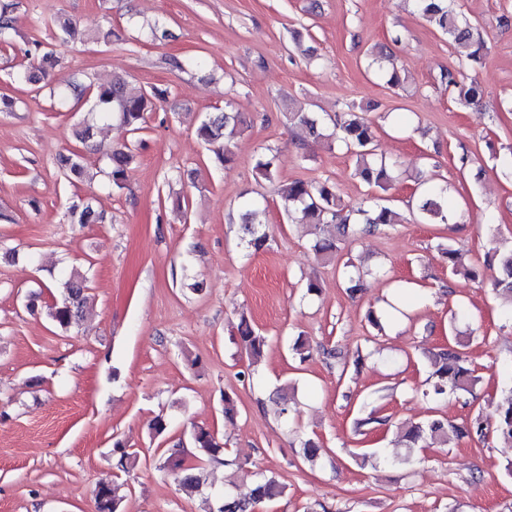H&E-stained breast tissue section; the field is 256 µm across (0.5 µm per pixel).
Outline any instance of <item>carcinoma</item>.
Here are the masks:
<instances>
[{
	"label": "carcinoma",
	"instance_id": "1",
	"mask_svg": "<svg viewBox=\"0 0 512 512\" xmlns=\"http://www.w3.org/2000/svg\"><path fill=\"white\" fill-rule=\"evenodd\" d=\"M421 14L442 34L448 36L459 47L467 50L466 57L471 63L480 61V49L473 48V32L470 22L453 8V0H415ZM49 76V72L33 64L20 66L11 79L18 85L38 84ZM440 80L448 90L458 93L459 100L467 105L478 102L480 87L476 82L465 84L459 70L446 69L441 72ZM76 102L90 104L89 112L94 120L108 121L116 119L131 133L136 134L145 128L146 116L157 105L168 101L166 89L152 87L145 89L130 84L123 78H115L107 85H74L71 82L60 83L58 92L59 105L66 108L70 96ZM363 108L351 105L345 111L344 121L328 127L315 114L301 110L288 113V124L307 131L315 140H338L355 156L354 175L369 186L386 189L395 179V172L400 170L402 162L396 160L387 163L375 156V133L370 122L359 115ZM247 129L246 120L239 112L218 111L205 115L198 127V136L207 144L215 146L219 160L228 163L233 154L228 145ZM109 158L112 163L108 173L112 188L121 189L127 178V170L133 154L128 149L114 148ZM276 155L263 154L255 163L258 175L272 180L276 174ZM423 186L418 209L422 219L432 224L436 221H448V188L442 185ZM280 197L288 219L310 228L314 235L312 248L322 260H331L341 251L346 239L356 234L372 233L382 227L395 223L396 213L389 207L377 205L368 209H347L336 188L327 181L304 182L293 181L281 185ZM255 203L246 201L240 214V229L248 247L259 250L265 246L267 235L253 224ZM71 223L90 224L101 221V217L88 200H82L71 206L69 211ZM498 263L499 276L493 282V288L512 304V250L500 252L493 249L486 254L485 263L490 266ZM89 290L87 278L73 272L61 283L60 301L48 310V317L58 326L66 329L77 322L83 314ZM239 337L245 344L253 362L263 356L267 346L266 337L256 332L246 317H241L237 326ZM431 368L432 383L424 395L440 401L449 396L470 394L479 382L475 368L469 365L463 353L455 348L442 349L427 356ZM455 433L462 438H487L494 433L504 439L512 440V390L501 399L498 419L494 426H489L480 415L471 417L458 426L446 418H432L415 425L405 432L404 438L409 448H426L447 441L448 433ZM190 443L197 451V457L219 460L223 451L210 430L199 427L190 434ZM112 455L116 458L118 469L126 471L139 461V452L127 446L122 440L113 441ZM161 468L168 471L177 485L187 493L199 489L200 479L196 474L197 465L188 462L183 451L170 449ZM285 487L273 475L264 473L252 490L251 498L238 499L225 492L209 506V512H253L259 504L280 497ZM95 512H120V499L115 495L112 485L107 480L99 482L95 491Z\"/></svg>",
	"mask_w": 512,
	"mask_h": 512
}]
</instances>
